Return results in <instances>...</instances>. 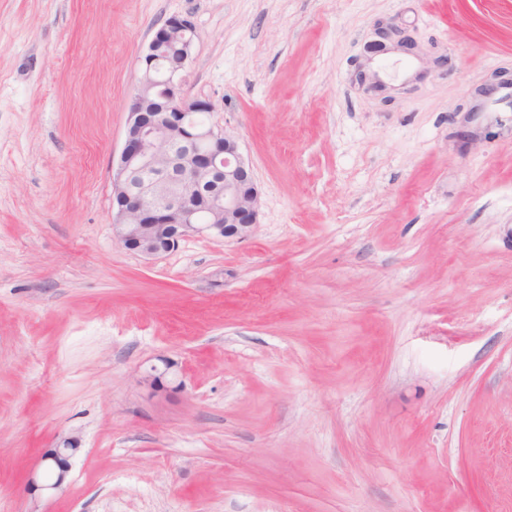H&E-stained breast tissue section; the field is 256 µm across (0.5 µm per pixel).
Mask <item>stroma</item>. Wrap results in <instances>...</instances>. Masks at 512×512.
<instances>
[{
    "label": "stroma",
    "instance_id": "obj_1",
    "mask_svg": "<svg viewBox=\"0 0 512 512\" xmlns=\"http://www.w3.org/2000/svg\"><path fill=\"white\" fill-rule=\"evenodd\" d=\"M172 16L259 223L145 258L112 176ZM498 72L512 0H0V512H512ZM69 434L68 487L29 492ZM162 368L157 365L151 366L150 370L145 372L139 383L146 386L151 390L152 395H168L180 388V384L176 386H169L167 378L172 375V369L175 364L168 359H160Z\"/></svg>",
    "mask_w": 512,
    "mask_h": 512
}]
</instances>
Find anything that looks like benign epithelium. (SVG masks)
<instances>
[{
    "instance_id": "1",
    "label": "benign epithelium",
    "mask_w": 512,
    "mask_h": 512,
    "mask_svg": "<svg viewBox=\"0 0 512 512\" xmlns=\"http://www.w3.org/2000/svg\"><path fill=\"white\" fill-rule=\"evenodd\" d=\"M197 37L190 19H166L138 59L139 79L127 104L113 175L112 228L125 249L144 257L171 253L189 236L244 241L258 224L260 192L238 142L214 125L196 124L193 115L209 113L213 105L183 90ZM161 363L139 380L154 395L176 390L167 382L175 364ZM79 447V437H61L42 455L48 481L33 474L29 487L64 491Z\"/></svg>"
}]
</instances>
